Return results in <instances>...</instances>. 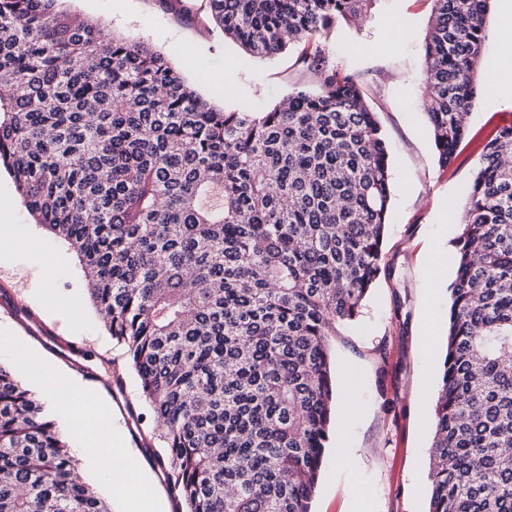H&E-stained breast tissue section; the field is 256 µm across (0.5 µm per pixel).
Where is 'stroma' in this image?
<instances>
[{
    "label": "stroma",
    "instance_id": "obj_1",
    "mask_svg": "<svg viewBox=\"0 0 512 512\" xmlns=\"http://www.w3.org/2000/svg\"><path fill=\"white\" fill-rule=\"evenodd\" d=\"M432 0H375L360 22L338 28L329 43L334 65L357 80L386 134L392 170L385 266L359 320L330 336L336 364V421L323 459L312 512H428V449L440 372V350L425 325L446 334L455 275L454 214L464 211L480 152L465 147L440 167L424 108V39ZM68 13L102 21L115 36L163 54L211 106L254 111L317 84L297 63L300 47L266 58L248 56L211 19L209 0H63ZM409 31L399 40L394 30ZM480 84L468 116L471 131L512 113V81L484 87L498 67L495 43L512 37V13L491 0ZM197 43L186 59L182 43ZM232 69L217 88L206 76ZM16 227L0 253V337L54 363L93 389L162 498L170 492L150 449L153 416L139 398L133 371L88 301L83 269L63 239L27 211L13 179L0 172V212Z\"/></svg>",
    "mask_w": 512,
    "mask_h": 512
}]
</instances>
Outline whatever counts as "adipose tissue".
Listing matches in <instances>:
<instances>
[{
    "label": "adipose tissue",
    "mask_w": 512,
    "mask_h": 512,
    "mask_svg": "<svg viewBox=\"0 0 512 512\" xmlns=\"http://www.w3.org/2000/svg\"><path fill=\"white\" fill-rule=\"evenodd\" d=\"M7 360L25 366L39 374L46 396L61 409H68L72 386H59L57 372L48 363L34 362L32 355L20 350L13 341H0V361ZM103 412L100 403L85 402L83 421L70 432L73 449L93 467L95 478L91 490L107 487L125 500L142 499L149 512H161V503L149 478L143 474L131 454L119 450V432L101 436L98 421Z\"/></svg>",
    "instance_id": "1"
}]
</instances>
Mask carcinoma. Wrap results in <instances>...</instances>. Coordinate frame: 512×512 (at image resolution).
Returning a JSON list of instances; mask_svg holds the SVG:
<instances>
[{"mask_svg": "<svg viewBox=\"0 0 512 512\" xmlns=\"http://www.w3.org/2000/svg\"><path fill=\"white\" fill-rule=\"evenodd\" d=\"M375 0H210L251 57L303 44L316 92L213 108L163 55L0 0V165L66 240L151 409L177 512H311L335 419L328 336L380 274L391 173L323 36ZM490 0H433L426 111L454 163ZM512 121L492 126L457 238L428 512H512ZM0 512H112L54 415L0 365Z\"/></svg>", "mask_w": 512, "mask_h": 512, "instance_id": "1", "label": "carcinoma"}]
</instances>
